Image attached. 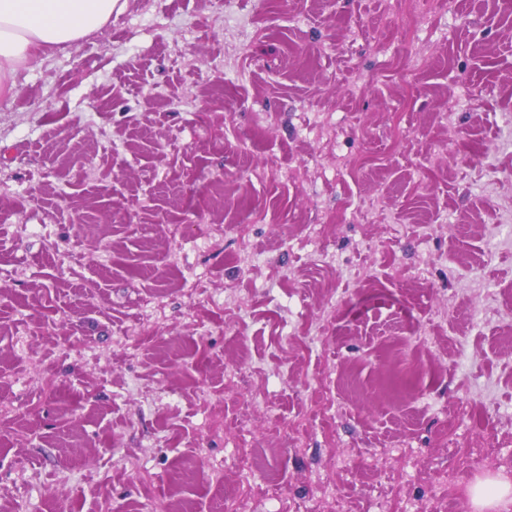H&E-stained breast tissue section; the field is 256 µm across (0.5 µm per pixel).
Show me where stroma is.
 <instances>
[{
	"mask_svg": "<svg viewBox=\"0 0 512 512\" xmlns=\"http://www.w3.org/2000/svg\"><path fill=\"white\" fill-rule=\"evenodd\" d=\"M403 5L119 0L0 95V512L512 478V0Z\"/></svg>",
	"mask_w": 512,
	"mask_h": 512,
	"instance_id": "35a3bbf8",
	"label": "stroma"
}]
</instances>
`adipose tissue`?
<instances>
[{
	"instance_id": "obj_1",
	"label": "adipose tissue",
	"mask_w": 512,
	"mask_h": 512,
	"mask_svg": "<svg viewBox=\"0 0 512 512\" xmlns=\"http://www.w3.org/2000/svg\"><path fill=\"white\" fill-rule=\"evenodd\" d=\"M117 0H0V94L13 93L39 52L64 48L103 29ZM475 512H507L512 483L485 480L470 490Z\"/></svg>"
}]
</instances>
